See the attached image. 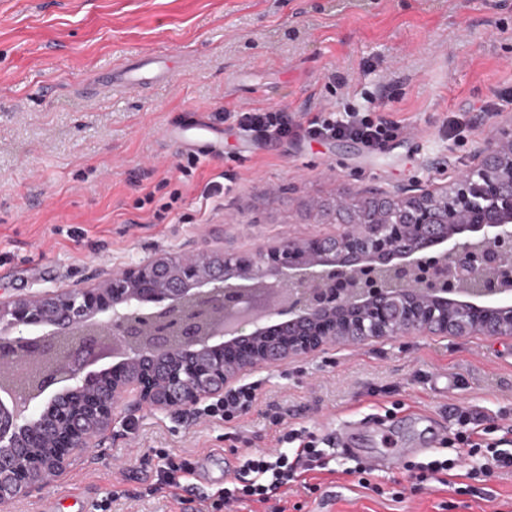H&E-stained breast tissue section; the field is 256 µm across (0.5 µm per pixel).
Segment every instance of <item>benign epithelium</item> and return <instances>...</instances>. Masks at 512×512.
<instances>
[{
	"label": "benign epithelium",
	"instance_id": "obj_1",
	"mask_svg": "<svg viewBox=\"0 0 512 512\" xmlns=\"http://www.w3.org/2000/svg\"><path fill=\"white\" fill-rule=\"evenodd\" d=\"M446 185L323 210L332 234L146 257L90 287L0 297V512L133 413L185 414L326 346L512 336V111ZM127 345L92 370L101 343Z\"/></svg>",
	"mask_w": 512,
	"mask_h": 512
}]
</instances>
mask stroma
<instances>
[{
  "instance_id": "1",
  "label": "stroma",
  "mask_w": 512,
  "mask_h": 512,
  "mask_svg": "<svg viewBox=\"0 0 512 512\" xmlns=\"http://www.w3.org/2000/svg\"><path fill=\"white\" fill-rule=\"evenodd\" d=\"M168 59L142 89L106 83L141 58ZM512 95V0H0V294L91 285L154 253L254 249L331 233L315 204L413 180L445 184L490 132L483 103ZM375 100L409 132L369 151L351 139L262 140L225 113ZM201 111L223 154L183 150L169 129ZM468 132L456 139V125ZM221 180L220 196L204 197ZM252 225L251 234L239 227ZM257 403L229 422L134 413L15 512H198L281 426L330 440L369 418L381 458L362 487L355 460L291 484L287 512H512V472L447 483L416 466L457 455V411L512 429V338L406 336L336 346L249 377ZM197 464L156 490L167 454ZM124 496L107 502L111 487Z\"/></svg>"
}]
</instances>
